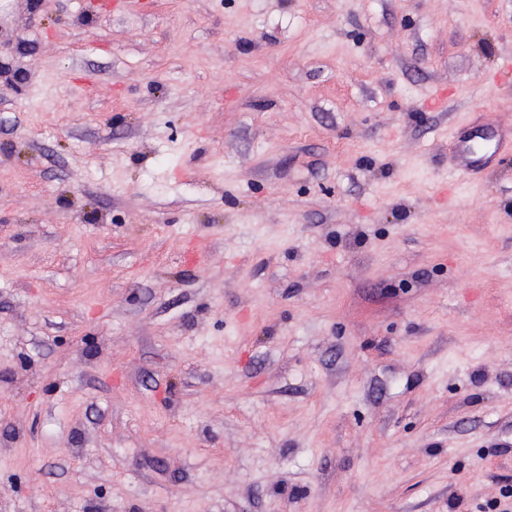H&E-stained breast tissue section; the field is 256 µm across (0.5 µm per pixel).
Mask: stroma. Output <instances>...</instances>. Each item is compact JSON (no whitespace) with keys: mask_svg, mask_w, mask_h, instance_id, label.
Here are the masks:
<instances>
[{"mask_svg":"<svg viewBox=\"0 0 512 512\" xmlns=\"http://www.w3.org/2000/svg\"><path fill=\"white\" fill-rule=\"evenodd\" d=\"M506 57L512 0H0V512H512V150L448 159ZM452 140L455 143L454 159L455 169L464 176H471L478 172L486 163L488 158L475 157L466 147V137L454 135Z\"/></svg>","mask_w":512,"mask_h":512,"instance_id":"1","label":"stroma"}]
</instances>
